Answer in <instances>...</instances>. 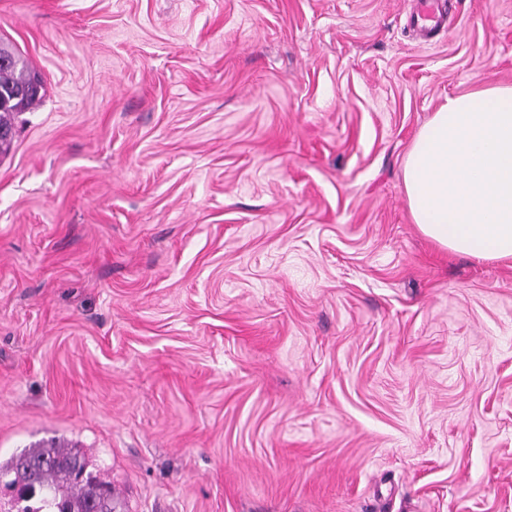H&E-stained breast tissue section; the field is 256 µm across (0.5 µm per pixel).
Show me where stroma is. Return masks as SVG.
<instances>
[{
	"instance_id": "obj_1",
	"label": "stroma",
	"mask_w": 512,
	"mask_h": 512,
	"mask_svg": "<svg viewBox=\"0 0 512 512\" xmlns=\"http://www.w3.org/2000/svg\"><path fill=\"white\" fill-rule=\"evenodd\" d=\"M0 0L43 89L0 154V463L117 512H512V262L414 224L512 0ZM64 447L32 448L0 465L1 482L9 478L7 487L20 479L35 489L30 494L18 493V502L38 496V506L25 505L16 512H114L112 484L87 470L77 448ZM95 488L105 495L95 497Z\"/></svg>"
}]
</instances>
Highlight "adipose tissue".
Segmentation results:
<instances>
[{"instance_id":"adipose-tissue-1","label":"adipose tissue","mask_w":512,"mask_h":512,"mask_svg":"<svg viewBox=\"0 0 512 512\" xmlns=\"http://www.w3.org/2000/svg\"><path fill=\"white\" fill-rule=\"evenodd\" d=\"M408 206L448 251L512 261V86L448 98L405 158Z\"/></svg>"}]
</instances>
